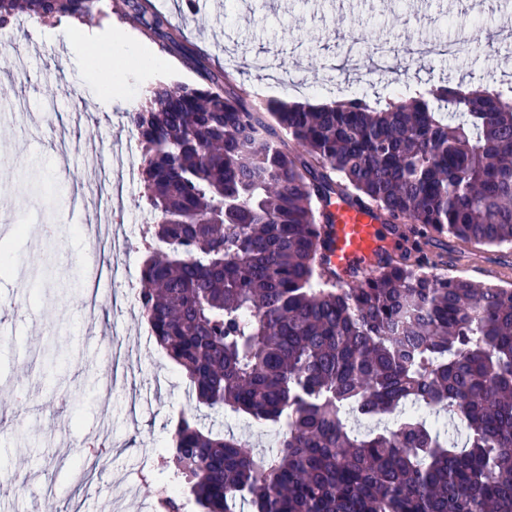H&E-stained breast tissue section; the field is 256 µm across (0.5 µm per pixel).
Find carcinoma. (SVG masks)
I'll use <instances>...</instances> for the list:
<instances>
[{"instance_id":"carcinoma-1","label":"carcinoma","mask_w":512,"mask_h":512,"mask_svg":"<svg viewBox=\"0 0 512 512\" xmlns=\"http://www.w3.org/2000/svg\"><path fill=\"white\" fill-rule=\"evenodd\" d=\"M97 0H0V24ZM171 44L164 20L130 4ZM211 73L126 113L149 233L139 307L196 406L279 428L258 452L175 424L163 469L201 512H512V286L434 271L444 234L512 246V85L251 105ZM414 240L342 283L332 198Z\"/></svg>"}]
</instances>
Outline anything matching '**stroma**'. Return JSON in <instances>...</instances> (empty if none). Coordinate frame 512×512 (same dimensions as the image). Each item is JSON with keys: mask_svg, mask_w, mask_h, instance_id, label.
Instances as JSON below:
<instances>
[{"mask_svg": "<svg viewBox=\"0 0 512 512\" xmlns=\"http://www.w3.org/2000/svg\"><path fill=\"white\" fill-rule=\"evenodd\" d=\"M162 15L175 44L163 46L139 24L126 0H106L84 20L19 14L5 30L13 56L28 59L14 71L0 103V226L24 227L7 245L16 276L13 293H0V327L10 348L0 350V424L10 447L0 454V512H150L156 480L148 460L167 446L179 413L189 406L180 369L144 331L138 304L114 308L96 271L132 263L131 255L102 245L88 256L85 233L95 225L98 193L90 163L124 180L134 139L126 112L143 91L162 84L196 86L205 73H226L246 98L345 97L346 87L375 94L400 85L512 80V0H143ZM58 29L53 39L42 29ZM121 28L134 46L121 65L129 91L100 111L96 86L74 54L72 33ZM489 35L499 56L476 49L461 59L415 61L407 75L377 71L348 38L386 43L395 52L419 41ZM427 255L440 273L512 286V248L451 236L432 241ZM203 426L231 432L267 449L272 426L232 413L202 417ZM110 446L91 456L86 440ZM30 476L41 494L19 490Z\"/></svg>", "mask_w": 512, "mask_h": 512, "instance_id": "35a3bbf8", "label": "stroma"}]
</instances>
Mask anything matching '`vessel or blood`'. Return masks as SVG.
Wrapping results in <instances>:
<instances>
[{
  "label": "vessel or blood",
  "mask_w": 512,
  "mask_h": 512,
  "mask_svg": "<svg viewBox=\"0 0 512 512\" xmlns=\"http://www.w3.org/2000/svg\"><path fill=\"white\" fill-rule=\"evenodd\" d=\"M335 221L328 259L341 281H349L353 271L377 266L390 244V233L382 217L372 207L333 205Z\"/></svg>",
  "instance_id": "vessel-or-blood-1"
}]
</instances>
